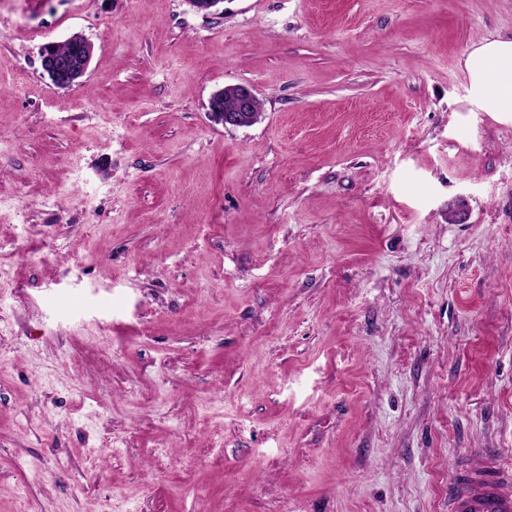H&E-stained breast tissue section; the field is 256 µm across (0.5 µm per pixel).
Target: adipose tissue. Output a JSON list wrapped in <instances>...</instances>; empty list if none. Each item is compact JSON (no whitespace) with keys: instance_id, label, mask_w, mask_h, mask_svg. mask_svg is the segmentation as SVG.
Returning <instances> with one entry per match:
<instances>
[{"instance_id":"ef3b65f1","label":"adipose tissue","mask_w":512,"mask_h":512,"mask_svg":"<svg viewBox=\"0 0 512 512\" xmlns=\"http://www.w3.org/2000/svg\"><path fill=\"white\" fill-rule=\"evenodd\" d=\"M464 69L478 108L512 117V38L480 41L467 54Z\"/></svg>"}]
</instances>
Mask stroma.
<instances>
[{
    "mask_svg": "<svg viewBox=\"0 0 512 512\" xmlns=\"http://www.w3.org/2000/svg\"><path fill=\"white\" fill-rule=\"evenodd\" d=\"M511 37L512 0L1 5L0 512H448L512 466V119L463 69ZM81 41L82 38L80 35H72L68 40L62 43H55L53 54L58 58H66L71 55L72 51ZM93 50V44L84 39L72 57L66 61H60L52 53L42 48L40 51L41 67L55 85L59 87H71L75 84H79L81 79L86 75ZM231 100L233 106L225 107V101ZM252 87L232 84L215 92L209 100V113L219 123L230 127H247L255 124L261 112V103ZM258 104V105H257ZM448 512H512V472L503 470L495 455L476 467L456 468Z\"/></svg>",
    "mask_w": 512,
    "mask_h": 512,
    "instance_id": "stroma-1",
    "label": "stroma"
}]
</instances>
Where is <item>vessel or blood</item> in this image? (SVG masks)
<instances>
[{"instance_id":"obj_1","label":"vessel or blood","mask_w":512,"mask_h":512,"mask_svg":"<svg viewBox=\"0 0 512 512\" xmlns=\"http://www.w3.org/2000/svg\"><path fill=\"white\" fill-rule=\"evenodd\" d=\"M448 512H512V472L503 470L494 455L478 466L456 469Z\"/></svg>"}]
</instances>
